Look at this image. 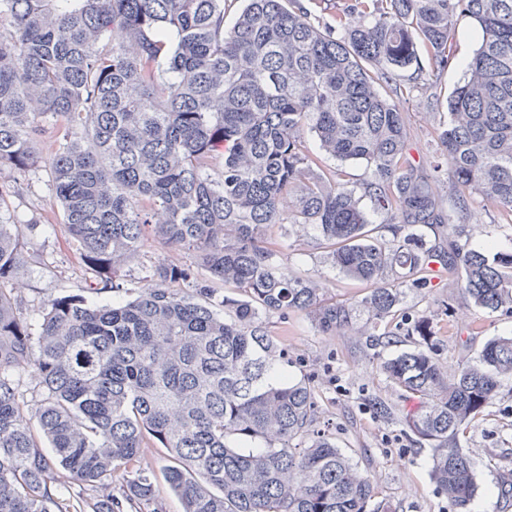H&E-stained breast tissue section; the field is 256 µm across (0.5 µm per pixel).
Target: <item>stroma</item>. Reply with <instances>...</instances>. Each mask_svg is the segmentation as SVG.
Segmentation results:
<instances>
[{
	"mask_svg": "<svg viewBox=\"0 0 512 512\" xmlns=\"http://www.w3.org/2000/svg\"><path fill=\"white\" fill-rule=\"evenodd\" d=\"M478 45L475 25L460 17L454 41L456 63L437 74L410 69L400 79L402 92L394 101L406 118L411 155L423 169H430L441 153L436 129L446 117V99L463 82V63ZM49 180L44 167L23 173L0 166V187L8 191V215L22 216L33 224L26 233L30 255L10 283L28 323L38 324L44 305L56 297L79 295L89 304L103 305L153 287L151 275L158 265L197 269L195 253L151 240L126 266L125 291L95 292L94 274L80 260L68 236ZM472 221L473 248L512 251V222L496 207L475 199ZM267 238L282 270L320 281L327 298L345 301L364 295L365 284L331 265L314 230L300 229L286 236L275 226ZM453 287L448 277L433 278L422 292L407 293L399 314L403 321L421 314L431 316L439 336L438 356L450 365L474 359L492 338L512 336V317L476 309L461 299L453 301L452 315H444L442 305ZM263 322L288 350L289 378L306 380L313 388L321 422L331 424L340 447L354 450L380 500L396 512H456L430 478L429 446L416 443L403 423L405 417L418 412L419 399L391 388L377 367L379 356H390V349L377 356L366 348L363 336L322 334L309 316L299 312L285 318L267 315ZM372 392L395 406L396 421L386 422L374 414L365 401ZM460 444L472 459L478 483L468 512H512V499H503L500 493L501 484L512 480V381L504 382Z\"/></svg>",
	"mask_w": 512,
	"mask_h": 512,
	"instance_id": "35a3bbf8",
	"label": "stroma"
}]
</instances>
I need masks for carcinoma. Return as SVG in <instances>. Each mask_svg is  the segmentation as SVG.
Segmentation results:
<instances>
[{
  "label": "carcinoma",
  "instance_id": "carcinoma-1",
  "mask_svg": "<svg viewBox=\"0 0 512 512\" xmlns=\"http://www.w3.org/2000/svg\"><path fill=\"white\" fill-rule=\"evenodd\" d=\"M0 0V163L42 161L63 221L102 289L148 234L194 251L207 277L160 265L158 287L94 306L61 296L37 332L7 283L23 261L22 223L0 217V512H71L49 486L52 466L85 493L116 472L121 496L92 512H163L146 448L165 449V479L183 512H379L377 489L320 425L311 387L288 379L286 352L262 316L305 312L324 334L357 314L384 332L369 346L394 389L421 400L405 420L432 450L431 479L457 512L477 483L459 435L512 380V337L455 367L436 353L433 320L394 323L406 292L438 263L458 295L512 317V251L471 247L474 196L512 217V0H351L332 23L299 0ZM480 42L437 129L444 162L408 158L401 72L455 59L458 17ZM372 170L364 194L387 215L372 225L340 173L303 140ZM448 179V197L434 184ZM278 224L312 227L331 262L367 285L352 302L286 274L266 245ZM456 235L427 240L421 226ZM230 289L219 294L212 282ZM185 282L191 292L171 284ZM34 371L35 413L53 457L19 405L12 375ZM367 401L384 420L394 407Z\"/></svg>",
  "mask_w": 512,
  "mask_h": 512
}]
</instances>
